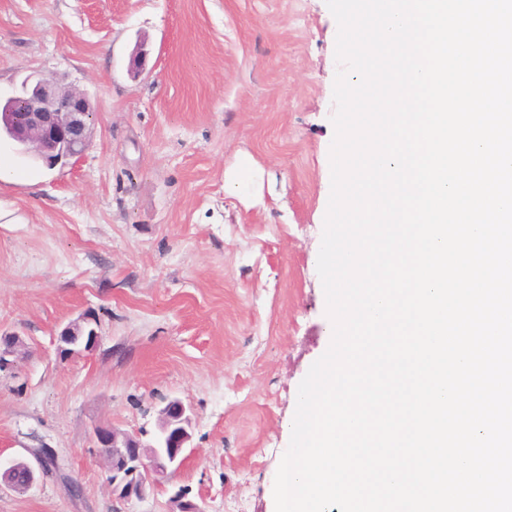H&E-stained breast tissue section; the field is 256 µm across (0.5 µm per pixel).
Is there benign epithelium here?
<instances>
[{
	"instance_id": "obj_1",
	"label": "benign epithelium",
	"mask_w": 512,
	"mask_h": 512,
	"mask_svg": "<svg viewBox=\"0 0 512 512\" xmlns=\"http://www.w3.org/2000/svg\"><path fill=\"white\" fill-rule=\"evenodd\" d=\"M26 121L9 130V136L32 151L47 166L79 156L91 136L89 116L91 102L86 92L63 86L53 79L31 76L24 82ZM93 319L65 328L60 335V354L69 356L93 348L99 339ZM19 339L5 336L0 341V372L13 367L12 357ZM190 408L180 400H171L159 411V434L153 443L146 444L139 437L100 427L95 430V445L112 449L109 458V483L112 493L120 499H142L147 494L149 473L164 474L179 469L184 461L183 452L191 440L189 431ZM27 471L24 489L31 488L41 478L57 468L53 451L40 449L36 464L23 462ZM17 460L0 462V482L18 489L14 480Z\"/></svg>"
}]
</instances>
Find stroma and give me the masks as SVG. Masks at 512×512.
Instances as JSON below:
<instances>
[{"label": "stroma", "instance_id": "obj_1", "mask_svg": "<svg viewBox=\"0 0 512 512\" xmlns=\"http://www.w3.org/2000/svg\"><path fill=\"white\" fill-rule=\"evenodd\" d=\"M338 25L325 0H0V99L84 89L93 136L49 168L0 135V458L59 470L0 512H275L300 382L329 347L317 272ZM250 161L254 184L224 183ZM100 339L63 358V329ZM190 409L184 465L119 499L101 425L151 441ZM79 493H72L71 485Z\"/></svg>", "mask_w": 512, "mask_h": 512}]
</instances>
